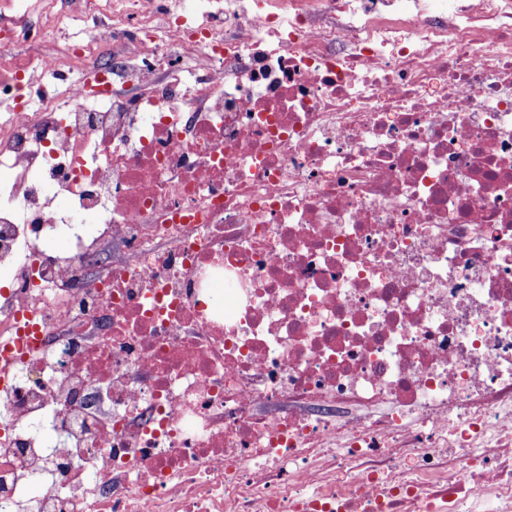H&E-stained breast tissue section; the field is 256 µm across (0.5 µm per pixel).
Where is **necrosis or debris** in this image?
Listing matches in <instances>:
<instances>
[{
    "mask_svg": "<svg viewBox=\"0 0 512 512\" xmlns=\"http://www.w3.org/2000/svg\"><path fill=\"white\" fill-rule=\"evenodd\" d=\"M0 100V512H512V0L5 13Z\"/></svg>",
    "mask_w": 512,
    "mask_h": 512,
    "instance_id": "necrosis-or-debris-1",
    "label": "necrosis or debris"
}]
</instances>
